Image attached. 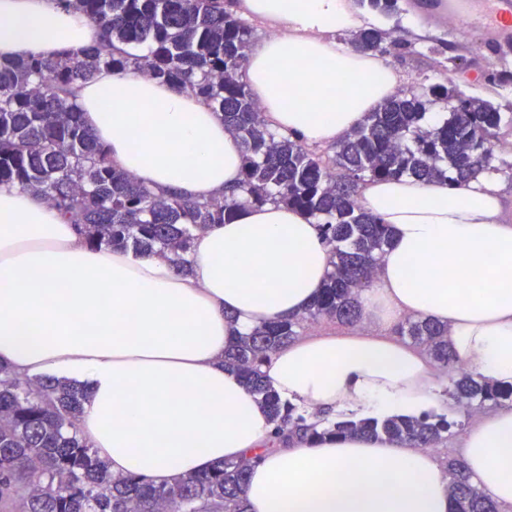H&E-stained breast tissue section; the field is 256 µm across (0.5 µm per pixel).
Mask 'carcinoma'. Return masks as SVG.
Listing matches in <instances>:
<instances>
[{"label": "carcinoma", "mask_w": 512, "mask_h": 512, "mask_svg": "<svg viewBox=\"0 0 512 512\" xmlns=\"http://www.w3.org/2000/svg\"><path fill=\"white\" fill-rule=\"evenodd\" d=\"M106 33V44L59 57L0 59V186L42 195L78 226L95 249L158 256L187 267L194 235L227 224L241 203H280L316 220L336 263L301 316L258 325L224 352V367L269 410L271 443L330 437L385 436L401 445L436 448L461 427L445 414L342 417L311 422L266 384L263 364L321 320L357 324L359 292L369 288L390 242L388 225L358 200L367 179L415 177L453 187L481 171L512 166L495 154L512 116L444 84L406 89L381 104L332 153L311 151L269 127L244 80L254 29L231 10L233 0H56ZM395 17L399 0H358ZM389 29L366 25L344 34L357 52L378 47L404 55L412 44ZM138 72L171 84L224 113V128L243 152L241 179L229 196L205 203L138 184L112 166L85 126L75 89L101 70ZM448 109L438 125L421 124L435 105ZM448 375V393L474 412L512 401V383L481 384L448 349V328L425 319L398 327ZM86 395L70 380L20 377L0 366V512H246L249 464L222 461L169 487L130 475L113 481L97 452L80 437ZM455 512H500L462 462L446 456Z\"/></svg>", "instance_id": "1"}]
</instances>
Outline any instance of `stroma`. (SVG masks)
<instances>
[{
    "label": "stroma",
    "instance_id": "obj_1",
    "mask_svg": "<svg viewBox=\"0 0 512 512\" xmlns=\"http://www.w3.org/2000/svg\"><path fill=\"white\" fill-rule=\"evenodd\" d=\"M401 35L413 42V53L391 58L390 63L401 74L404 87L449 83L465 94L497 105L512 113V84L487 83L486 73L512 71V56L502 58L491 50L485 21L477 15L463 14L459 23L450 24L434 16L424 0H407L402 15ZM437 37L455 46L457 63L440 62L428 49V38Z\"/></svg>",
    "mask_w": 512,
    "mask_h": 512
}]
</instances>
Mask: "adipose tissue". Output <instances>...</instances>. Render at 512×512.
<instances>
[{"label": "adipose tissue", "instance_id": "obj_1", "mask_svg": "<svg viewBox=\"0 0 512 512\" xmlns=\"http://www.w3.org/2000/svg\"><path fill=\"white\" fill-rule=\"evenodd\" d=\"M233 10L275 30L251 48L245 73L272 129L328 146L402 89L379 54L337 42L360 23L352 0H235ZM105 40L55 0H0L2 56L56 57ZM77 96L111 164L138 183L199 202L237 185L240 143L201 99L106 70ZM359 197L391 230L360 295L362 321L280 349L262 368L266 383L311 414H420L436 373L395 335L409 318L447 325L449 349L476 380L512 382V219L498 175L453 188L369 180ZM188 260L179 274L156 256L91 248L43 196L0 186V366L86 384L80 436L116 480L166 485L248 459L247 512H454L434 451L359 437L268 450L267 409L224 368L238 336L303 314L333 269L308 215L243 206L198 233ZM460 457L500 512H512V408L482 416Z\"/></svg>", "mask_w": 512, "mask_h": 512}]
</instances>
